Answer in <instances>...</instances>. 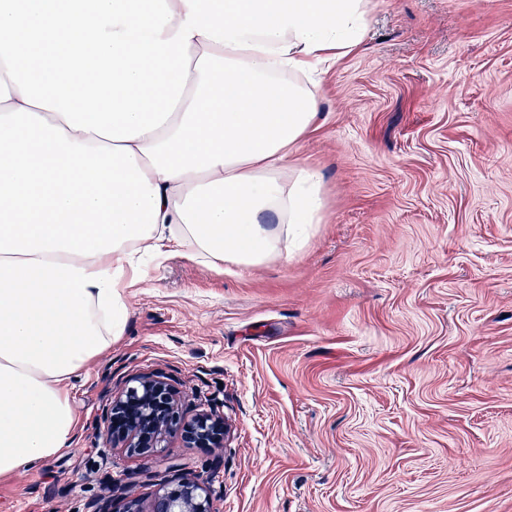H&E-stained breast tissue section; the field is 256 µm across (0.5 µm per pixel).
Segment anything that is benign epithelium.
<instances>
[{"mask_svg":"<svg viewBox=\"0 0 512 512\" xmlns=\"http://www.w3.org/2000/svg\"><path fill=\"white\" fill-rule=\"evenodd\" d=\"M103 433L126 454L147 460L175 435L185 448H222L226 431L224 415L202 413L185 419L178 410L174 387L162 376H146L127 387L105 405ZM123 512H218L209 487L199 478L172 465L162 487L147 508L140 501L126 502Z\"/></svg>","mask_w":512,"mask_h":512,"instance_id":"1","label":"benign epithelium"}]
</instances>
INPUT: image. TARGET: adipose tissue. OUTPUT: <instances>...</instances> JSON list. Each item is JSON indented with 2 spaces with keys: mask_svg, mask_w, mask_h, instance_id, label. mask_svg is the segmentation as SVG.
<instances>
[{
  "mask_svg": "<svg viewBox=\"0 0 512 512\" xmlns=\"http://www.w3.org/2000/svg\"><path fill=\"white\" fill-rule=\"evenodd\" d=\"M369 0H0V478L66 448L146 261L258 267L322 208L311 89Z\"/></svg>",
  "mask_w": 512,
  "mask_h": 512,
  "instance_id": "ef3b65f1",
  "label": "adipose tissue"
}]
</instances>
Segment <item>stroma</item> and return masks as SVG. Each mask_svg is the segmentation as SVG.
<instances>
[{"label":"stroma","mask_w":512,"mask_h":512,"mask_svg":"<svg viewBox=\"0 0 512 512\" xmlns=\"http://www.w3.org/2000/svg\"><path fill=\"white\" fill-rule=\"evenodd\" d=\"M317 93L307 243L150 263L75 383L70 447L0 479V512H88L109 475L147 501L173 464L220 512H512V0H370ZM152 373L223 414V448L104 442L111 394Z\"/></svg>","instance_id":"stroma-1"}]
</instances>
